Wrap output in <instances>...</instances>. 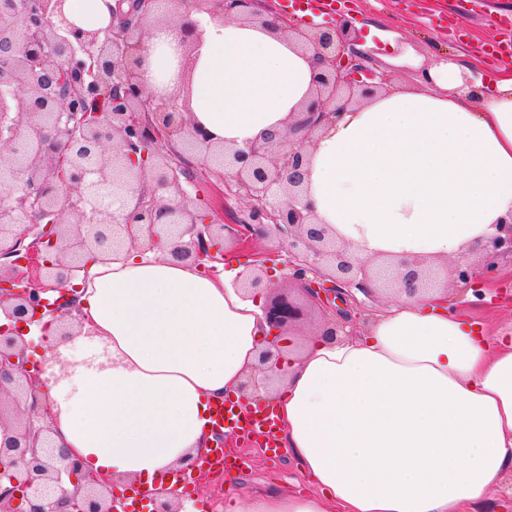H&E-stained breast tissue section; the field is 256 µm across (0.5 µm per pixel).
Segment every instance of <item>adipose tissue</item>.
<instances>
[{"instance_id": "obj_1", "label": "adipose tissue", "mask_w": 512, "mask_h": 512, "mask_svg": "<svg viewBox=\"0 0 512 512\" xmlns=\"http://www.w3.org/2000/svg\"><path fill=\"white\" fill-rule=\"evenodd\" d=\"M111 3L64 0L62 11L103 29ZM194 39L179 72L182 28L153 24L142 80L188 98L215 140L284 127L310 94L308 56L266 28L202 15ZM469 72L440 60L422 90L389 88L319 136L307 198L352 254L467 260L512 212V71L487 82ZM239 274L204 276L143 247L92 265L72 322L100 355L80 367L72 399L46 382L56 446L117 484L175 486L267 342ZM282 345L285 376L269 399L308 491L232 487L224 512H464L512 468V330L482 332L445 291L387 305L351 339Z\"/></svg>"}]
</instances>
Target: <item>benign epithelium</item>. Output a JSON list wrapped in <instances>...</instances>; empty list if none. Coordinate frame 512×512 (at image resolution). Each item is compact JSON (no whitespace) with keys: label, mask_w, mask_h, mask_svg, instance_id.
<instances>
[{"label":"benign epithelium","mask_w":512,"mask_h":512,"mask_svg":"<svg viewBox=\"0 0 512 512\" xmlns=\"http://www.w3.org/2000/svg\"><path fill=\"white\" fill-rule=\"evenodd\" d=\"M63 0H0V167L12 173L0 182V310L17 321L49 317L61 336L73 332V281L88 275L92 262L126 246L162 248L178 234L183 243L171 255L201 272L224 260V233L241 248L270 232L285 243L276 255H257L237 287L263 297L268 345L245 375V399L270 392L281 376L277 338L301 335L308 319L330 338L345 335L330 315L331 300L359 306L385 290L414 295L434 290L440 273L411 259L397 267L352 259L330 228L317 222L306 200V167L317 132L336 124L348 107L390 86L389 75L369 51L358 48L360 34L340 18L314 32L291 28L265 8L264 0H168L171 22L194 14L212 19L275 27L319 67L315 87L281 131L261 141L227 147L216 143L191 118L189 101L162 96L142 81L145 34L163 19L151 0L122 13L112 6V23L85 31L55 22ZM202 157L218 177L215 200L225 192L247 200L246 214L231 224L201 221L190 208L189 188L197 170L189 159ZM119 183L125 201L119 212L101 190ZM477 261H456L450 274L473 287L493 278L497 259L512 257V214L496 233L472 248ZM283 274L273 281L271 268ZM331 282L327 287L322 281ZM52 291L59 297L49 300ZM19 333L0 326V426L11 436L0 445V512H118L108 483L84 470L65 449L53 445L49 403L42 375L57 357L39 361ZM69 482L72 490L63 488ZM153 512H180L161 489Z\"/></svg>","instance_id":"benign-epithelium-1"}]
</instances>
